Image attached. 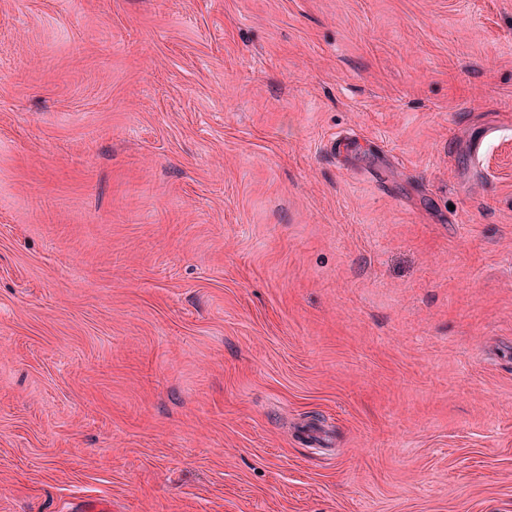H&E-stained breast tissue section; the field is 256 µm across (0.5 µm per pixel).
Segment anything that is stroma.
<instances>
[{
    "mask_svg": "<svg viewBox=\"0 0 512 512\" xmlns=\"http://www.w3.org/2000/svg\"><path fill=\"white\" fill-rule=\"evenodd\" d=\"M512 512V0H0V512Z\"/></svg>",
    "mask_w": 512,
    "mask_h": 512,
    "instance_id": "stroma-1",
    "label": "stroma"
}]
</instances>
